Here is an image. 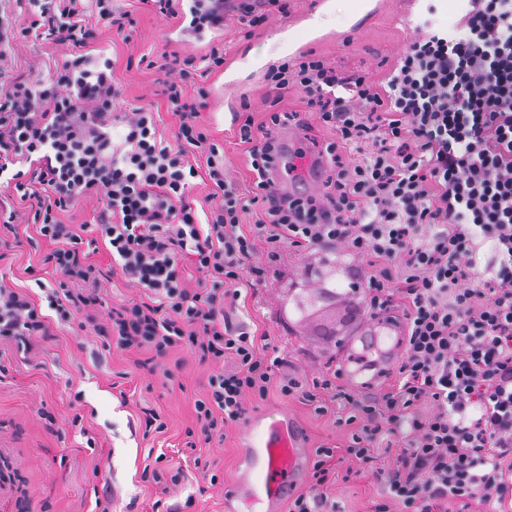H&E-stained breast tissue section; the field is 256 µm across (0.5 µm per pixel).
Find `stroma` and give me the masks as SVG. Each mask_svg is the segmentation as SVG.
Wrapping results in <instances>:
<instances>
[{
  "instance_id": "1",
  "label": "stroma",
  "mask_w": 512,
  "mask_h": 512,
  "mask_svg": "<svg viewBox=\"0 0 512 512\" xmlns=\"http://www.w3.org/2000/svg\"><path fill=\"white\" fill-rule=\"evenodd\" d=\"M288 2V16L271 17L251 37H243L234 23H227L228 54L244 57L245 62L233 79L221 73L207 79L211 98L204 118L224 142L225 166L243 185L249 180L248 155L234 137L232 114L247 97L257 107L255 119H262L258 107L268 68L311 51L380 78L417 24L429 18L434 31L450 34L467 8L465 0H328L323 7L317 0ZM432 6L437 9L433 15L428 12ZM136 18L130 40L109 31L102 38L109 45L124 103L157 104L161 98L154 72L129 66L128 60L159 54L173 26L147 10L137 11ZM324 258L321 252L301 257L284 251L277 276L249 290L237 311L250 330L266 335L271 346L307 373L330 359L345 362L352 339L347 331L341 340H328L298 321L295 297L314 280ZM37 263L26 240H9L0 250V273L38 299L42 292L30 271ZM135 358L129 351L102 350L95 337L74 327L60 330L29 362L14 357L9 348L0 349V363L6 367L0 373V458L24 480L29 512H98L94 490L103 485L115 489L110 512H145L156 498L154 487L140 479L149 453L182 462L185 430L193 424V401L204 391L208 370L191 362L167 382L137 367ZM150 409L163 417L164 432H146L145 413ZM74 411L84 417L83 430H66L60 438L46 433V415L60 420ZM285 416L303 429L306 448L337 445L345 439L330 417L316 415L309 406L275 391L248 414L250 421L265 425ZM245 430V425L234 426L224 443L205 449L216 483L186 470L184 480L166 495V504L185 506L186 512H266L263 505L224 495L236 472ZM380 491L374 480L353 477L337 482L331 496L340 512H369Z\"/></svg>"
}]
</instances>
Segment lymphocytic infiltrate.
Here are the masks:
<instances>
[{
  "label": "lymphocytic infiltrate",
  "instance_id": "1",
  "mask_svg": "<svg viewBox=\"0 0 512 512\" xmlns=\"http://www.w3.org/2000/svg\"><path fill=\"white\" fill-rule=\"evenodd\" d=\"M138 2L181 31L212 33L202 53L171 40L146 62L176 121L168 138L151 108L116 109L102 32L130 35L133 11L16 0L19 37L59 60L44 76L0 78V227H30L53 283L40 304L0 278V345L29 356L74 323L105 349L141 352L152 375L207 366L185 431L192 450L225 440L273 389L332 418L347 440L315 448L311 483L288 512H340L328 491L341 465L380 480L371 512H512V0H467L460 37L415 27L382 80L310 52L268 70L264 120L233 118L248 153L244 193L202 121V80L224 68L227 19L248 36L288 0ZM291 91L303 108L281 111ZM290 126L334 137L287 157L278 132ZM282 168L292 190L274 180ZM197 178L209 188L200 211L189 199ZM89 200L101 206L90 238L62 218ZM288 248L348 256L360 293L345 320L400 325L396 365L373 393L330 360L317 376L298 373L236 322L242 289L276 273ZM101 255L135 296L103 299Z\"/></svg>",
  "mask_w": 512,
  "mask_h": 512
}]
</instances>
